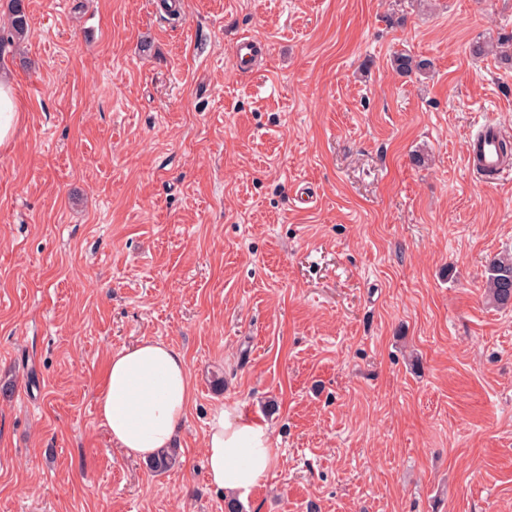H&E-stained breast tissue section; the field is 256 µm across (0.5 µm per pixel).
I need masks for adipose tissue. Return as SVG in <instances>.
<instances>
[{"instance_id": "1", "label": "adipose tissue", "mask_w": 512, "mask_h": 512, "mask_svg": "<svg viewBox=\"0 0 512 512\" xmlns=\"http://www.w3.org/2000/svg\"><path fill=\"white\" fill-rule=\"evenodd\" d=\"M193 396L184 355L165 341L148 339L109 357L95 401L112 444L146 461L172 447ZM204 455L210 484L241 501L278 462L267 426L234 404L214 409Z\"/></svg>"}]
</instances>
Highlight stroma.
I'll use <instances>...</instances> for the list:
<instances>
[{
    "label": "stroma",
    "instance_id": "obj_1",
    "mask_svg": "<svg viewBox=\"0 0 512 512\" xmlns=\"http://www.w3.org/2000/svg\"><path fill=\"white\" fill-rule=\"evenodd\" d=\"M26 2L0 55V512H225L223 403L279 456L240 512H512V307L484 288L512 166L465 158L483 122L512 140V64L469 52L512 37V0ZM145 339L195 386L165 472L97 418ZM24 0H8V33L0 36V54L23 40L31 28V17ZM256 55V43L249 36L240 37L232 49L233 66L237 69H244L251 65ZM20 106L13 84L0 75V145L8 142L20 121Z\"/></svg>",
    "mask_w": 512,
    "mask_h": 512
}]
</instances>
